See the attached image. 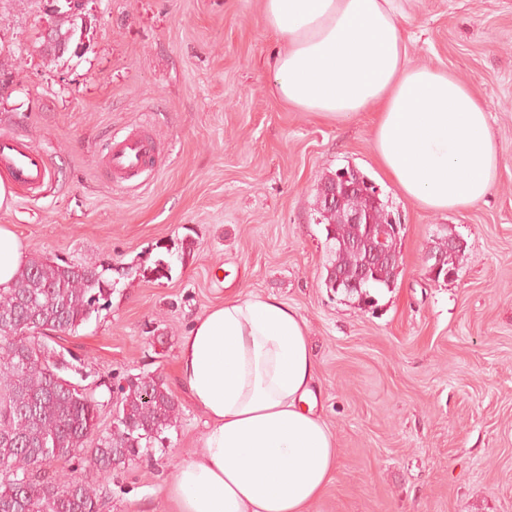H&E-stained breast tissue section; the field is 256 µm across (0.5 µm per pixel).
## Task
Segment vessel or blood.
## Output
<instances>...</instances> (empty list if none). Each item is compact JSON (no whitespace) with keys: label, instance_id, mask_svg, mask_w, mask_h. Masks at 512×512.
Listing matches in <instances>:
<instances>
[{"label":"vessel or blood","instance_id":"vessel-or-blood-1","mask_svg":"<svg viewBox=\"0 0 512 512\" xmlns=\"http://www.w3.org/2000/svg\"><path fill=\"white\" fill-rule=\"evenodd\" d=\"M155 150L154 140L144 134L112 138L105 156L111 179L121 187L134 188L144 174L152 172ZM0 171L25 195L41 191L52 178L47 154L6 130L0 131Z\"/></svg>","mask_w":512,"mask_h":512}]
</instances>
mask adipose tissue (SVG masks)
<instances>
[{"label":"adipose tissue","instance_id":"obj_1","mask_svg":"<svg viewBox=\"0 0 512 512\" xmlns=\"http://www.w3.org/2000/svg\"><path fill=\"white\" fill-rule=\"evenodd\" d=\"M393 0H263L283 44L274 87L289 105L341 119L377 114L383 171L434 212L486 197L499 156L488 113L448 72L407 67ZM177 378L207 418L166 486L176 512H310L338 463L317 409L305 320L272 296H235L196 317Z\"/></svg>","mask_w":512,"mask_h":512}]
</instances>
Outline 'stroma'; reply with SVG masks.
<instances>
[{"label": "stroma", "instance_id": "stroma-1", "mask_svg": "<svg viewBox=\"0 0 512 512\" xmlns=\"http://www.w3.org/2000/svg\"><path fill=\"white\" fill-rule=\"evenodd\" d=\"M263 0H90L82 57L40 51L42 0H0V130L45 151L42 194L0 208L26 256L96 261L114 289L64 347L72 379L160 375L180 414L165 448L101 478V512H172L166 482L198 448L204 414L176 375L193 319L231 296L272 295L308 325L336 473L311 512H512V0H395L408 66L448 71L484 102L499 155L488 196L436 213L382 171L373 112L332 119L275 93L280 47ZM148 130L154 175L122 190L104 146ZM352 166L405 232L376 306L327 288L314 209L323 176ZM462 251L432 281L443 232Z\"/></svg>", "mask_w": 512, "mask_h": 512}]
</instances>
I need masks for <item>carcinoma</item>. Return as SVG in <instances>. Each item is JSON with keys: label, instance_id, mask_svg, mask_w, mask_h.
<instances>
[{"label": "carcinoma", "instance_id": "carcinoma-1", "mask_svg": "<svg viewBox=\"0 0 512 512\" xmlns=\"http://www.w3.org/2000/svg\"><path fill=\"white\" fill-rule=\"evenodd\" d=\"M53 32L75 49L82 32L74 15L51 13ZM336 174L326 176L316 195L330 250L328 267L354 278L364 258V226L343 222L342 210L322 196ZM393 268L370 273L369 295L391 288ZM112 294L94 262H60L35 257L12 282L0 285V512H99L100 488L50 473L75 448L81 462L102 478L153 454L175 426L179 407L157 376L134 374L113 399L112 428L87 447L98 429L101 402L96 390L73 382L57 350L61 335L74 332Z\"/></svg>", "mask_w": 512, "mask_h": 512}]
</instances>
